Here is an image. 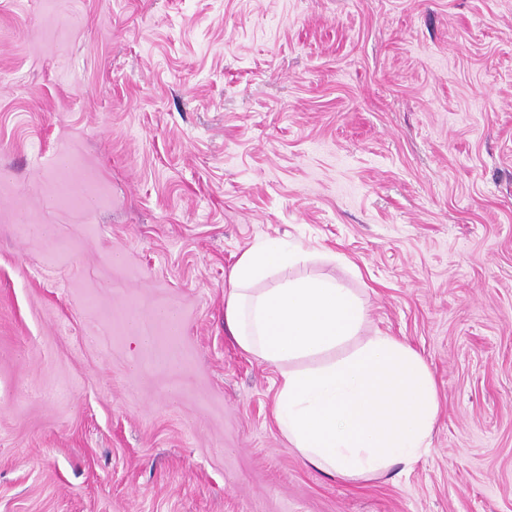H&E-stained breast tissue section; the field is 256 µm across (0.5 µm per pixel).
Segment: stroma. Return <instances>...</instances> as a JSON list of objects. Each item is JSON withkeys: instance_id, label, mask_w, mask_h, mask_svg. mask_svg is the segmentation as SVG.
Returning a JSON list of instances; mask_svg holds the SVG:
<instances>
[{"instance_id": "1", "label": "stroma", "mask_w": 512, "mask_h": 512, "mask_svg": "<svg viewBox=\"0 0 512 512\" xmlns=\"http://www.w3.org/2000/svg\"><path fill=\"white\" fill-rule=\"evenodd\" d=\"M268 236L433 372L411 469L290 448ZM0 512H512V0H0Z\"/></svg>"}]
</instances>
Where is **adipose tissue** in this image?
I'll return each mask as SVG.
<instances>
[{
    "mask_svg": "<svg viewBox=\"0 0 512 512\" xmlns=\"http://www.w3.org/2000/svg\"><path fill=\"white\" fill-rule=\"evenodd\" d=\"M306 258L277 237L247 248L229 273L225 328L276 368L275 419L307 464L347 481L412 467L439 412L432 372L395 337H364L367 311L349 289L292 276Z\"/></svg>",
    "mask_w": 512,
    "mask_h": 512,
    "instance_id": "1",
    "label": "adipose tissue"
}]
</instances>
